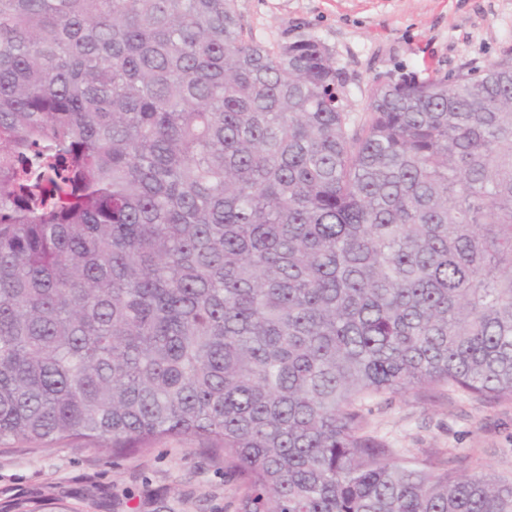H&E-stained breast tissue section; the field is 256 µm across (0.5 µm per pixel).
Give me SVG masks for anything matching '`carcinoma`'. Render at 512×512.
<instances>
[{
  "instance_id": "cac0c4a2",
  "label": "carcinoma",
  "mask_w": 512,
  "mask_h": 512,
  "mask_svg": "<svg viewBox=\"0 0 512 512\" xmlns=\"http://www.w3.org/2000/svg\"><path fill=\"white\" fill-rule=\"evenodd\" d=\"M344 84L236 0H0V445L204 437L236 512H512L363 413L512 400V64Z\"/></svg>"
}]
</instances>
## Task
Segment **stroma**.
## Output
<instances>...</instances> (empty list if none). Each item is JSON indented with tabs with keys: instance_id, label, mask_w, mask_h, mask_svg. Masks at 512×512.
<instances>
[{
	"instance_id": "obj_1",
	"label": "stroma",
	"mask_w": 512,
	"mask_h": 512,
	"mask_svg": "<svg viewBox=\"0 0 512 512\" xmlns=\"http://www.w3.org/2000/svg\"><path fill=\"white\" fill-rule=\"evenodd\" d=\"M245 23L276 42L313 36L345 77L343 104L361 114L376 80L453 76L512 60V0H237ZM366 430L397 454L461 461L512 475V401L445 388L370 405ZM196 436L162 438L115 457L61 441L47 452L0 445V512H235L236 484Z\"/></svg>"
}]
</instances>
